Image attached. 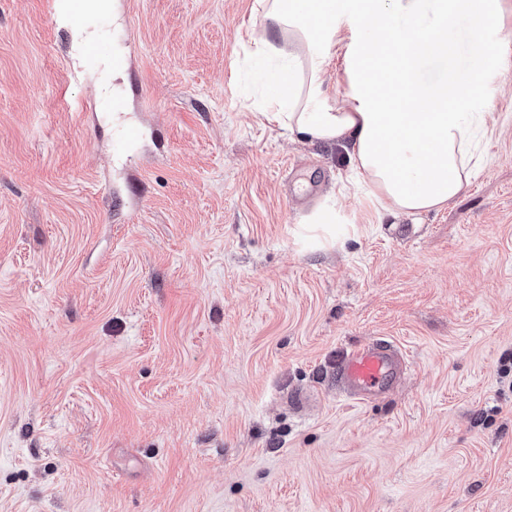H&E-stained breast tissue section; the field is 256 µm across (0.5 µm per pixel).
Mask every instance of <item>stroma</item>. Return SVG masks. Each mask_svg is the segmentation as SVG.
I'll return each instance as SVG.
<instances>
[{"mask_svg": "<svg viewBox=\"0 0 512 512\" xmlns=\"http://www.w3.org/2000/svg\"><path fill=\"white\" fill-rule=\"evenodd\" d=\"M107 3L78 36L0 0V512H512V0L448 23L490 119L418 217L259 115L254 0ZM379 340L403 369L354 396ZM400 369L397 351L379 344L354 349L336 363L337 377L359 396L381 389Z\"/></svg>", "mask_w": 512, "mask_h": 512, "instance_id": "1", "label": "stroma"}]
</instances>
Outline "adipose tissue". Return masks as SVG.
<instances>
[{
  "label": "adipose tissue",
  "instance_id": "1",
  "mask_svg": "<svg viewBox=\"0 0 512 512\" xmlns=\"http://www.w3.org/2000/svg\"><path fill=\"white\" fill-rule=\"evenodd\" d=\"M269 23L254 56L278 68L263 113L290 136L342 146L379 208L417 216L439 210L468 185L472 147L487 115L482 73L424 80L425 62L455 51L448 22L464 15L481 28L502 22L500 0H255ZM409 24L391 28L394 15ZM342 64L348 93L329 98L323 74Z\"/></svg>",
  "mask_w": 512,
  "mask_h": 512
}]
</instances>
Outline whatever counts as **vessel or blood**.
Masks as SVG:
<instances>
[{"instance_id":"1","label":"vessel or blood","mask_w":512,"mask_h":512,"mask_svg":"<svg viewBox=\"0 0 512 512\" xmlns=\"http://www.w3.org/2000/svg\"><path fill=\"white\" fill-rule=\"evenodd\" d=\"M55 26L66 31H83L91 23V14L82 0H50ZM401 369L396 350L379 344L357 348L343 355L336 364V375L357 395L381 389L391 375Z\"/></svg>"}]
</instances>
